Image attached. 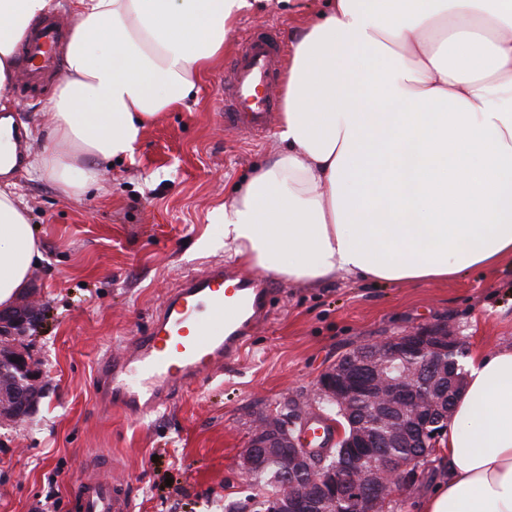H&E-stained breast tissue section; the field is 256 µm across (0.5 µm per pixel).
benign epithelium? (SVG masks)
Wrapping results in <instances>:
<instances>
[{
	"mask_svg": "<svg viewBox=\"0 0 512 512\" xmlns=\"http://www.w3.org/2000/svg\"><path fill=\"white\" fill-rule=\"evenodd\" d=\"M28 305L27 309L0 311V357L8 358L16 370L13 415L17 419L28 413L46 377L26 350L10 342L13 330H24L38 319L37 302ZM461 345L453 327L442 323L353 349L345 354L346 361H336L317 381L316 392L322 402L338 410L331 419V437L326 443L321 447L309 444L306 434L312 419L305 414L287 426L264 417L253 428L240 458V469L253 474L269 454L278 453L284 477L295 472L311 474L307 483L285 481L287 492L271 512H318L321 499L344 505L343 512H379L382 498L407 488L408 475L415 465L411 456H388L380 449L398 445L437 447L465 385V370L448 369V356ZM409 352L419 358L416 367L409 373L394 374L392 362ZM357 400L370 404L375 416L388 421L385 434L379 437L359 425L349 429L343 426L341 420L350 419ZM333 442L360 449L353 456V466L340 476L332 468L319 471L315 466L318 458L329 456Z\"/></svg>",
	"mask_w": 512,
	"mask_h": 512,
	"instance_id": "benign-epithelium-1",
	"label": "benign epithelium"
}]
</instances>
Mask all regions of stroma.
<instances>
[{
    "mask_svg": "<svg viewBox=\"0 0 512 512\" xmlns=\"http://www.w3.org/2000/svg\"><path fill=\"white\" fill-rule=\"evenodd\" d=\"M301 21L277 0L243 14L226 33L222 62L185 104L147 124L133 158L105 167L81 195L26 166L13 174L43 249L25 291L41 318L24 342L48 384L23 421L0 422V512H43L49 500L54 512H76L75 486L98 467L129 481L135 512H224L263 493L237 466L258 418L287 400L322 415L317 379L352 348L442 321L455 325L470 356L512 345L511 261L420 285L274 278L267 321L223 375L144 417L97 404L98 361L146 332L186 276L214 262L248 273L225 257L214 212L280 151L278 125L260 141L225 128L219 79L250 29L276 25L287 47ZM59 81L14 82L13 114L32 153L47 144L44 108Z\"/></svg>",
    "mask_w": 512,
    "mask_h": 512,
    "instance_id": "35a3bbf8",
    "label": "stroma"
}]
</instances>
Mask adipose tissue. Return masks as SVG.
Masks as SVG:
<instances>
[{"instance_id": "1", "label": "adipose tissue", "mask_w": 512, "mask_h": 512, "mask_svg": "<svg viewBox=\"0 0 512 512\" xmlns=\"http://www.w3.org/2000/svg\"><path fill=\"white\" fill-rule=\"evenodd\" d=\"M264 0H72L33 167L65 194L133 158ZM52 0H0V110L15 49ZM283 149L232 189L224 253L285 281L448 280L512 259V0H324L285 68ZM42 259L0 187V308ZM418 512H512V347L473 358Z\"/></svg>"}]
</instances>
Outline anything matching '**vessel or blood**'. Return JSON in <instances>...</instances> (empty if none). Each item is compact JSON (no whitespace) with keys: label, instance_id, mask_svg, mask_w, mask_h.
I'll list each match as a JSON object with an SVG mask.
<instances>
[{"label":"vessel or blood","instance_id":"obj_1","mask_svg":"<svg viewBox=\"0 0 512 512\" xmlns=\"http://www.w3.org/2000/svg\"><path fill=\"white\" fill-rule=\"evenodd\" d=\"M60 41L56 23L35 28L25 44L26 81L52 66ZM280 47L264 32H252L220 81L224 126L262 135L278 108L273 75ZM270 291L258 278H244L223 264L186 277L167 296L147 333L122 355L105 354L95 371L96 393L109 407L146 415L170 404L186 387L223 372L239 360L252 325L266 319ZM81 512H134L127 480L100 470L82 475Z\"/></svg>","mask_w":512,"mask_h":512}]
</instances>
